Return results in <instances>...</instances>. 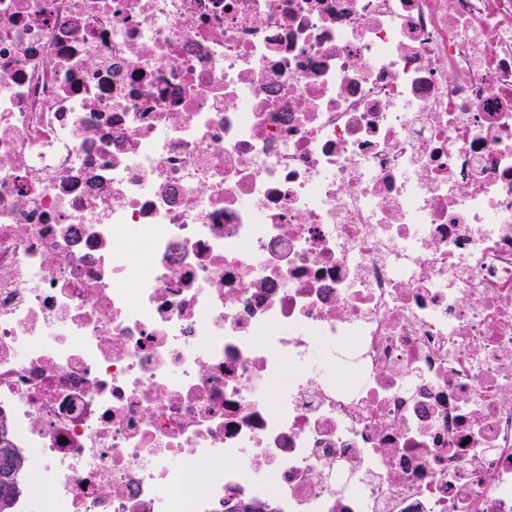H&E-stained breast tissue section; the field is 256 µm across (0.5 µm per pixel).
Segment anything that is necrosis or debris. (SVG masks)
Masks as SVG:
<instances>
[{"mask_svg": "<svg viewBox=\"0 0 512 512\" xmlns=\"http://www.w3.org/2000/svg\"><path fill=\"white\" fill-rule=\"evenodd\" d=\"M0 414L14 512H512V0H0ZM10 428L8 419L0 415V512H14L17 477L25 468V459L14 446Z\"/></svg>", "mask_w": 512, "mask_h": 512, "instance_id": "1", "label": "necrosis or debris"}]
</instances>
